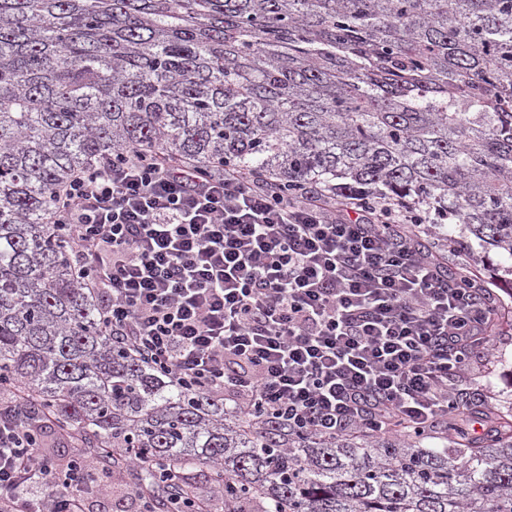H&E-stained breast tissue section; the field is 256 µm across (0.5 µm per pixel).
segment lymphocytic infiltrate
Here are the masks:
<instances>
[{
  "mask_svg": "<svg viewBox=\"0 0 512 512\" xmlns=\"http://www.w3.org/2000/svg\"><path fill=\"white\" fill-rule=\"evenodd\" d=\"M55 221L106 335L291 434L431 432L467 404L493 330L491 289L449 277L419 246L425 217L384 197L337 209L129 151L77 172ZM29 404L19 389L0 402V512H86L23 426Z\"/></svg>",
  "mask_w": 512,
  "mask_h": 512,
  "instance_id": "obj_1",
  "label": "lymphocytic infiltrate"
}]
</instances>
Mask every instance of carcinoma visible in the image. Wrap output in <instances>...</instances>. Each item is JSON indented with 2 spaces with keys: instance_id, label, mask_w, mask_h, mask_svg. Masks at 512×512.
<instances>
[{
  "instance_id": "cac0c4a2",
  "label": "carcinoma",
  "mask_w": 512,
  "mask_h": 512,
  "mask_svg": "<svg viewBox=\"0 0 512 512\" xmlns=\"http://www.w3.org/2000/svg\"><path fill=\"white\" fill-rule=\"evenodd\" d=\"M127 150L438 208L512 284V0H0V391L25 420L108 472L119 444L203 475L224 512H512V413L430 446L286 436L112 344L52 213Z\"/></svg>"
}]
</instances>
